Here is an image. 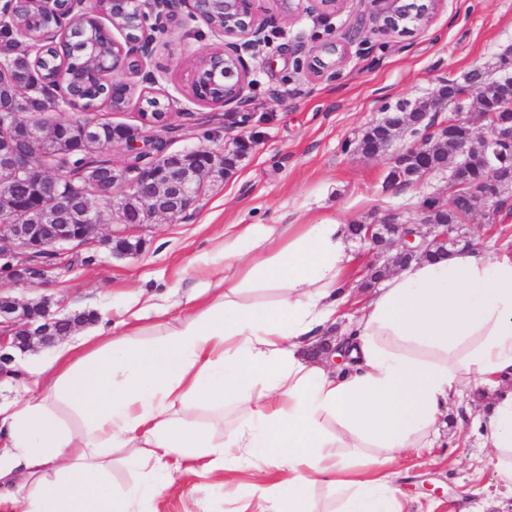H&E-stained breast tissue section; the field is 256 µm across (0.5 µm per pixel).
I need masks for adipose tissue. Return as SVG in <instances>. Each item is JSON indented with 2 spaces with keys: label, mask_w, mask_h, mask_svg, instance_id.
Listing matches in <instances>:
<instances>
[{
  "label": "adipose tissue",
  "mask_w": 512,
  "mask_h": 512,
  "mask_svg": "<svg viewBox=\"0 0 512 512\" xmlns=\"http://www.w3.org/2000/svg\"><path fill=\"white\" fill-rule=\"evenodd\" d=\"M343 224H240L224 275L176 327L138 342L98 326L48 380L0 405V512H159L174 470L215 480L260 458L277 476L240 512H408L381 472L432 448L450 408L474 415L512 488V254L470 248L396 268L350 322L351 360L310 354L347 303ZM269 290L272 300L250 295ZM136 479L112 488L115 466Z\"/></svg>",
  "instance_id": "ef3b65f1"
}]
</instances>
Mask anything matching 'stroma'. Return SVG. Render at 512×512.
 <instances>
[{
	"mask_svg": "<svg viewBox=\"0 0 512 512\" xmlns=\"http://www.w3.org/2000/svg\"><path fill=\"white\" fill-rule=\"evenodd\" d=\"M369 7V0H344L339 12L304 11L288 19L276 0H258L267 41L244 55L247 101L241 106L192 96L196 60L223 44L202 20L185 14L157 33L143 62L155 84L125 74L134 86L127 107L101 109L96 119L140 130L142 96L173 98L168 152L210 147L234 155L233 167L210 179L202 199L176 220L123 227L105 214L103 232L123 230L140 242L136 253L74 242L29 258L42 277L18 282L0 273V294L51 298L62 316L94 313L119 336L133 300L151 325L177 317L191 289L210 277L231 225L372 224L392 211L421 223L425 198L446 200L447 172L390 189L391 159L413 136L401 134L375 158L357 151V142L385 113L431 102L446 81L462 80L500 56L512 58V0H440L427 25L391 35L372 31ZM318 58L330 65L320 75L310 69ZM439 430L441 447L407 451L390 469L416 512H460L466 505L512 512V491L497 485L490 448L470 419L448 412ZM230 478L231 485L220 488L207 477L172 472L160 512H236L239 498L272 476L255 462Z\"/></svg>",
	"mask_w": 512,
	"mask_h": 512,
	"instance_id": "35a3bbf8",
	"label": "stroma"
}]
</instances>
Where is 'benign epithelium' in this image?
<instances>
[{
	"instance_id": "1",
	"label": "benign epithelium",
	"mask_w": 512,
	"mask_h": 512,
	"mask_svg": "<svg viewBox=\"0 0 512 512\" xmlns=\"http://www.w3.org/2000/svg\"><path fill=\"white\" fill-rule=\"evenodd\" d=\"M256 0H112V12L129 9L134 5L133 15L137 30L126 34V44H114L117 51L98 62V79L112 85V89L123 88L125 82L110 78L118 70H126L134 64L132 72L141 74V61L153 51V36L148 33L147 21L164 16L174 17L182 9H188L193 16L210 23L211 16L224 14V25L211 26L222 36L235 37L237 41L227 42L220 49L224 69L219 74L224 81H235L234 93L222 99L224 104H241L245 101V83L242 72L246 70L243 52L254 50L265 42L266 23L258 16ZM371 6L373 30L383 34L401 31V23L409 12L405 0H369ZM14 88L26 98L34 91L30 74L11 68L0 59V84ZM446 85L452 87L449 95L439 94L431 101L438 109L450 107L448 119L426 129L423 137L405 151L397 154L394 160L413 157L427 141L446 137L459 130H465L468 138L456 143L454 151L455 165L467 162L474 142H479L485 152L486 168L489 176L473 182H460L454 175L448 176V193L458 198L471 196L479 205L484 217L499 216L501 198L495 192L498 178V162L503 155L512 151V121H504L500 113L488 107L476 108L472 100L477 86L469 81L459 83L449 80ZM70 107V98L65 94L54 96L51 110L58 117L37 121L33 117L22 118L17 112L0 114V143L9 146L0 150V174L10 181L29 185L36 195L39 208L47 214L57 217L72 216L75 224H28L26 220L33 210L16 202L0 207V271L16 281L37 278L40 270L30 267L20 258L24 254L36 256L49 255L59 245L78 240H89L98 234L104 211L118 217L121 224L127 223L124 204L129 196H136L144 210L149 214L148 222L158 217L174 220L204 193V180L196 171L183 162L190 156L195 165L212 166L217 171L216 161L221 155L213 149L197 148L181 154H172L163 149L164 139L161 131L166 128L167 113L159 117L151 113H142L145 125L152 127L148 134L126 139L117 137L112 147H124L132 156L149 157L151 161L138 171L119 170L112 173V179H100L88 169L78 174L71 161H62L58 156L49 154L43 147L54 134L63 127L75 124L64 117V111ZM123 192L116 193L117 186ZM475 211L461 216L462 223L448 226L430 224L423 233L417 225H408L402 215L392 212L386 215L380 224L363 225L362 242L373 246V251L392 254V264L406 265L414 259H421L431 251L445 249L452 241L463 238L474 246L468 232V226ZM413 232H406L407 227ZM69 323V329L78 326L73 317H57L51 310L47 298L39 301H22L16 298L5 300L0 307V378H7L14 370L10 365L15 357L12 351L28 352L36 347H50L63 334L57 326L61 322Z\"/></svg>"
}]
</instances>
